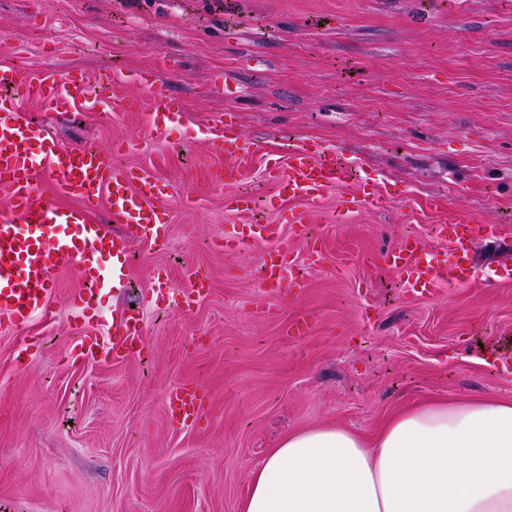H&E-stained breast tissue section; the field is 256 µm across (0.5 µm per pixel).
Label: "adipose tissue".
I'll use <instances>...</instances> for the list:
<instances>
[{"label": "adipose tissue", "mask_w": 512, "mask_h": 512, "mask_svg": "<svg viewBox=\"0 0 512 512\" xmlns=\"http://www.w3.org/2000/svg\"><path fill=\"white\" fill-rule=\"evenodd\" d=\"M240 512H512V402L431 401L371 440L288 434L252 471Z\"/></svg>", "instance_id": "ef3b65f1"}]
</instances>
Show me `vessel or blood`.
Listing matches in <instances>:
<instances>
[{"instance_id": "1", "label": "vessel or blood", "mask_w": 512, "mask_h": 512, "mask_svg": "<svg viewBox=\"0 0 512 512\" xmlns=\"http://www.w3.org/2000/svg\"><path fill=\"white\" fill-rule=\"evenodd\" d=\"M132 80L148 91L152 112L171 122L180 120L179 99L158 90L154 75L139 73ZM112 82L111 72H101L90 90L83 77L69 73L0 66V188L10 194L8 210L0 211V321L8 329H22L35 314L46 312L55 274L74 267L85 286L72 295L71 307L77 315H84L101 288L123 285L130 241L156 244L163 237L161 202L167 191L151 169L116 165L117 149L109 145L60 148L44 123L30 119L22 108L23 100L30 98L42 101L50 112L70 111L76 102L89 97L105 106L112 99ZM211 139L214 149L227 159L224 167L213 170L211 180L231 188L225 198L227 208L247 213L251 198L235 193L234 188L252 179L253 151L240 132L225 124L212 129ZM40 170L58 190L78 196L82 207H59L41 192L36 182ZM266 173L284 194L306 201L304 208L286 215L290 233H281L275 224H253L248 231L226 233L224 244L241 247L274 239L275 247L263 264L261 284L297 288L301 282L291 274L295 243L307 237L313 212L329 189L345 182L347 170L335 153L299 149L287 164L269 167ZM102 200L113 221L121 224V231H110L92 218V210ZM451 229L449 247L428 253L418 240L409 239L384 253L383 261L403 275L405 286L415 294L431 291L442 280L452 287L467 285L463 262L474 240L495 238L500 227L458 216ZM141 335L138 310L126 309L113 318L107 338H98L92 328L83 331L80 356L85 360L132 358L138 353ZM201 404L196 388L185 383L171 391L168 413L173 420L184 422L199 412Z\"/></svg>"}]
</instances>
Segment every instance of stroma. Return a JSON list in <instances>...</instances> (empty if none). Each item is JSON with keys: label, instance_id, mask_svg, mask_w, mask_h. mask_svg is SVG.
<instances>
[{"label": "stroma", "instance_id": "obj_1", "mask_svg": "<svg viewBox=\"0 0 512 512\" xmlns=\"http://www.w3.org/2000/svg\"><path fill=\"white\" fill-rule=\"evenodd\" d=\"M116 76V107L66 113L35 100L59 146L120 145L118 159L171 187L162 245L131 241L128 288L101 293L105 329L139 306L140 357L74 358L81 281L60 272L49 310L0 333V512H239L252 470L289 433L340 426L375 435L427 399L512 402V0H0V64ZM179 97L181 126L147 110L130 74ZM232 73L238 91L215 81ZM236 124L254 150L258 200L272 162L299 147L337 151L357 173L329 190L313 232L328 256L302 290L260 287L270 244L229 249L224 235L280 214L225 208L203 177L223 164L210 140ZM388 196L379 211L364 194ZM472 215L503 228L476 241L471 285L408 293L384 252ZM210 276L187 303L188 276ZM171 289L153 298L157 276ZM207 395L198 423L170 421L169 388Z\"/></svg>", "mask_w": 512, "mask_h": 512}]
</instances>
